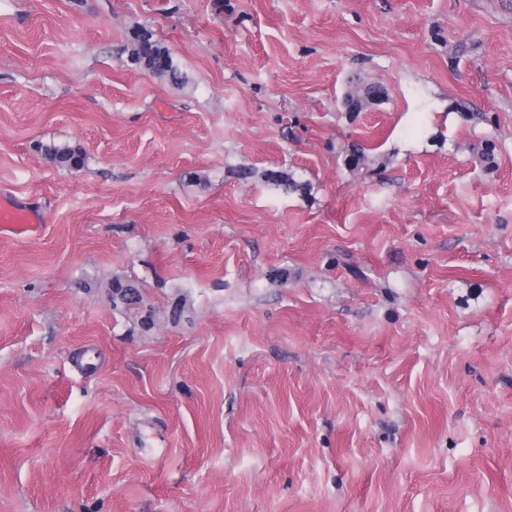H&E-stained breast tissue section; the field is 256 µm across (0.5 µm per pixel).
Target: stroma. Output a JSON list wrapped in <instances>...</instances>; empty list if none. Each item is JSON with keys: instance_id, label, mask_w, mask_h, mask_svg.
Here are the masks:
<instances>
[{"instance_id": "stroma-1", "label": "stroma", "mask_w": 512, "mask_h": 512, "mask_svg": "<svg viewBox=\"0 0 512 512\" xmlns=\"http://www.w3.org/2000/svg\"><path fill=\"white\" fill-rule=\"evenodd\" d=\"M1 190L0 512H512V0H0ZM129 53L133 64L150 72L156 78L175 84L183 82V76L172 56L153 39L148 30L144 29L135 34ZM45 151L60 167L70 168L74 166L78 169L85 164V155L83 151L76 146H57L55 144L46 146ZM43 223L42 213L11 195L0 193L1 236L30 238L36 236Z\"/></svg>"}]
</instances>
